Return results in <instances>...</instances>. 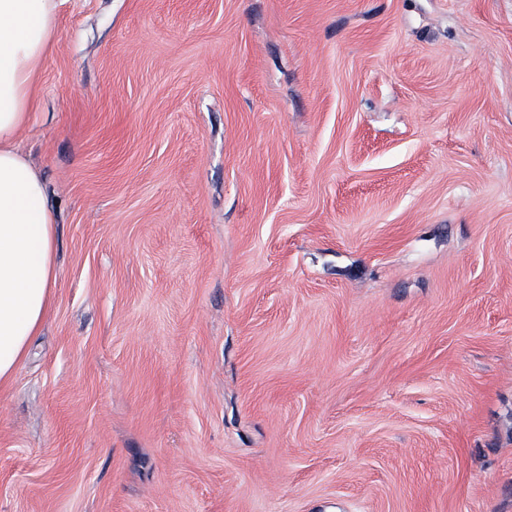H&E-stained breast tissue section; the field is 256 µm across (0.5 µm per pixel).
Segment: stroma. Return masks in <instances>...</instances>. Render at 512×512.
Masks as SVG:
<instances>
[{"mask_svg":"<svg viewBox=\"0 0 512 512\" xmlns=\"http://www.w3.org/2000/svg\"><path fill=\"white\" fill-rule=\"evenodd\" d=\"M55 23L0 512H512V0Z\"/></svg>","mask_w":512,"mask_h":512,"instance_id":"obj_1","label":"stroma"}]
</instances>
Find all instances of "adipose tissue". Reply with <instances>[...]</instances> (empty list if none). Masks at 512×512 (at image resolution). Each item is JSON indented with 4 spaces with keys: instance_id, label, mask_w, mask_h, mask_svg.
<instances>
[{
    "instance_id": "ef3b65f1",
    "label": "adipose tissue",
    "mask_w": 512,
    "mask_h": 512,
    "mask_svg": "<svg viewBox=\"0 0 512 512\" xmlns=\"http://www.w3.org/2000/svg\"><path fill=\"white\" fill-rule=\"evenodd\" d=\"M55 0H0V382L12 379L56 282L53 218L17 139L55 40Z\"/></svg>"
}]
</instances>
